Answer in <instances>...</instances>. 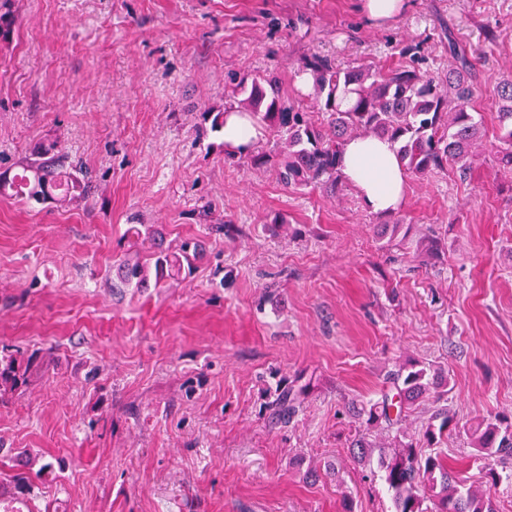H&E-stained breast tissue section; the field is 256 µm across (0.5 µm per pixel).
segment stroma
I'll list each match as a JSON object with an SVG mask.
<instances>
[{"label": "stroma", "instance_id": "35a3bbf8", "mask_svg": "<svg viewBox=\"0 0 512 512\" xmlns=\"http://www.w3.org/2000/svg\"><path fill=\"white\" fill-rule=\"evenodd\" d=\"M410 4L373 26L359 0H8L0 168L55 142L91 190L0 198V350L33 360L0 393V484L27 478L0 512H393L350 454L348 402L419 361L448 372L459 422L512 414V173L490 150L512 0ZM452 37L487 148L467 178H408L391 214L225 157L207 118L236 106L231 76L257 73L316 111L298 72L313 52L444 84ZM131 224L204 256L167 288L115 289L114 260L151 252ZM304 384L272 423L276 388Z\"/></svg>", "mask_w": 512, "mask_h": 512}]
</instances>
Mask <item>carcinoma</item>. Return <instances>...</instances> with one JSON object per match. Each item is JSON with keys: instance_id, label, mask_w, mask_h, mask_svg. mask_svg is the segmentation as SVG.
<instances>
[{"instance_id": "carcinoma-1", "label": "carcinoma", "mask_w": 512, "mask_h": 512, "mask_svg": "<svg viewBox=\"0 0 512 512\" xmlns=\"http://www.w3.org/2000/svg\"><path fill=\"white\" fill-rule=\"evenodd\" d=\"M454 64L448 68V87L410 65L381 70L371 66L342 68L331 59L310 54L298 72L313 81L315 103L323 115L317 123L303 107L288 100L267 78L255 75L235 83L242 95L238 107L270 127L277 149L245 154L256 168L277 170L290 187L313 185L326 192L341 190L340 154L346 140L374 135L390 141L406 174L424 177L455 168L467 175L482 146L484 127L472 115L475 69L466 51L448 41ZM495 117L499 136L492 145L498 162L512 168V80L496 87ZM17 171L0 170V197L23 204L62 203L88 194L81 167L67 156L45 147L16 164ZM128 234L156 241L148 259L129 253L114 265V288H165L192 267L197 250L185 243L180 252L163 248V239L150 227L133 225ZM29 363L21 353L0 358V391L25 384ZM394 393L376 402L353 404L348 414L365 419L366 429L396 430L393 441L373 442L358 434L354 459L376 463L391 492L395 512H495L490 498L472 488L448 468L442 445L458 422L448 406H437L415 438L401 427L402 413L433 395L448 401V375L424 363L398 367L390 374ZM307 387L277 389L269 402L274 418L287 423L299 411ZM476 456H512V417L484 418L467 429Z\"/></svg>"}]
</instances>
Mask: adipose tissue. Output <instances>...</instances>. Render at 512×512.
Wrapping results in <instances>:
<instances>
[{
  "label": "adipose tissue",
  "mask_w": 512,
  "mask_h": 512,
  "mask_svg": "<svg viewBox=\"0 0 512 512\" xmlns=\"http://www.w3.org/2000/svg\"><path fill=\"white\" fill-rule=\"evenodd\" d=\"M260 134L252 115L235 107L228 109L224 120V143L228 149L248 151ZM341 172L373 212H395L405 201L407 177L386 139L371 136L347 141L342 149Z\"/></svg>",
  "instance_id": "adipose-tissue-1"
}]
</instances>
